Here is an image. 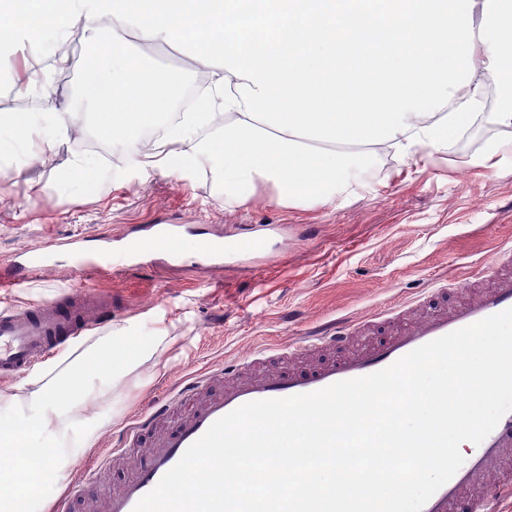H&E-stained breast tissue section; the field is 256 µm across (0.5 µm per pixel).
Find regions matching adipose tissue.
I'll list each match as a JSON object with an SVG mask.
<instances>
[{
    "label": "adipose tissue",
    "mask_w": 512,
    "mask_h": 512,
    "mask_svg": "<svg viewBox=\"0 0 512 512\" xmlns=\"http://www.w3.org/2000/svg\"><path fill=\"white\" fill-rule=\"evenodd\" d=\"M0 45L23 52L29 85L65 69L61 47L82 23L99 65L98 134L144 169L207 167L228 206L258 186L272 202L329 203L385 146L414 158L463 126L512 128V0H12ZM162 41L207 67L185 102L180 70L141 66L115 30ZM501 90L483 109L489 85ZM223 117L224 129L193 142ZM62 112L0 116V135L79 179L90 159Z\"/></svg>",
    "instance_id": "1"
}]
</instances>
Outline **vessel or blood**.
Listing matches in <instances>:
<instances>
[{
    "label": "vessel or blood",
    "mask_w": 512,
    "mask_h": 512,
    "mask_svg": "<svg viewBox=\"0 0 512 512\" xmlns=\"http://www.w3.org/2000/svg\"><path fill=\"white\" fill-rule=\"evenodd\" d=\"M189 247L200 256L220 262L227 257L262 252L266 243L259 237L195 243L178 225L151 224L145 234L126 239L117 251L122 260L131 261L160 250L178 255ZM487 271L491 279L487 289L452 307H443L436 291L423 294L420 302L428 312L412 322H405L406 311L400 307L388 312V321L384 324L375 319L341 322L331 334L308 337L301 343V351L341 346L355 336L368 339L359 349L327 360L311 372L269 370L256 377L233 381L211 394L206 388L218 381V374L201 376L179 394L180 399L191 404L185 414L173 416L172 404L168 401L149 407L141 429H149L161 419L168 420L169 425L158 432L148 457L118 489H110L105 482L112 460L102 458L55 502L52 512H69L70 502L77 497L83 498L87 512H133L139 499L156 486L185 450L215 421L237 407L251 401L308 393L341 380L371 374L419 346L512 308V249L496 251ZM111 316L112 307L104 302H94L85 308L77 304L66 306L54 300L1 311L0 378L14 376L69 348L73 340L104 325ZM464 458L455 475L426 502L423 512H454L461 492L481 483L488 484L489 489L474 499L470 512H502L503 504L512 499V479L500 475L502 467L512 463V412L501 418L481 444L469 445Z\"/></svg>",
    "instance_id": "b4317fda"
}]
</instances>
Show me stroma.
Listing matches in <instances>:
<instances>
[{
  "mask_svg": "<svg viewBox=\"0 0 512 512\" xmlns=\"http://www.w3.org/2000/svg\"><path fill=\"white\" fill-rule=\"evenodd\" d=\"M71 39L72 65L52 75L47 93L17 97L0 83V114L80 105L97 111L81 26L73 27ZM127 44L135 59L167 60L198 81L196 62L167 44L132 38ZM505 137L502 127L483 122L450 135L418 163L383 152L351 193L299 207L271 203L266 188L245 205L227 206L209 173L146 175L118 145L106 158L90 152L94 179L76 193L54 164L28 161L0 140V273L32 248L52 257L49 269L22 287L0 290V310L64 295L112 302L111 321L0 382V411L29 407L34 391L110 335L137 325L157 335L158 346L134 371L116 383H95L94 406L110 422L69 445L56 478L65 488L91 459L120 447L124 429L148 405L204 371L270 343L291 347L336 323L416 299L438 283L451 285V299L462 297L463 283L481 275L485 259L512 247V146L499 153L495 168L477 163L487 146ZM147 224H192L206 238L262 234L269 248L225 259L220 267L191 253L178 260L158 253L119 270L102 258L98 269L70 279L75 255L57 240L116 238Z\"/></svg>",
  "mask_w": 512,
  "mask_h": 512,
  "instance_id": "stroma-1",
  "label": "stroma"
}]
</instances>
